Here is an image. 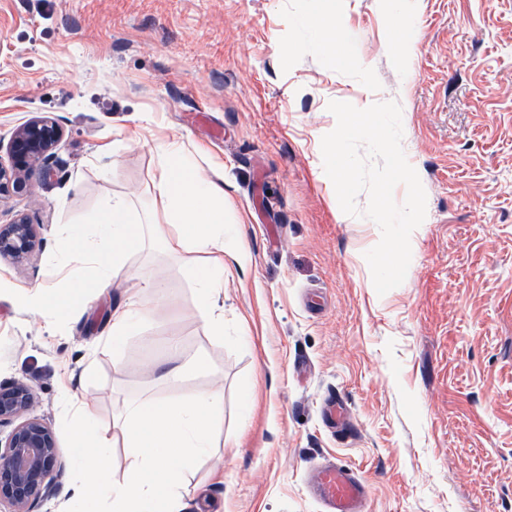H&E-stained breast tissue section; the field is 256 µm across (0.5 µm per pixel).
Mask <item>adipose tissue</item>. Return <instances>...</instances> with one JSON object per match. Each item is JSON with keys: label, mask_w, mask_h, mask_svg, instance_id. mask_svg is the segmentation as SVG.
<instances>
[{"label": "adipose tissue", "mask_w": 512, "mask_h": 512, "mask_svg": "<svg viewBox=\"0 0 512 512\" xmlns=\"http://www.w3.org/2000/svg\"><path fill=\"white\" fill-rule=\"evenodd\" d=\"M156 150L159 161L153 190L163 203L162 220L144 226L125 197L107 198L97 218L98 242H90L75 230L60 244L61 255L71 266L68 294L33 287L22 296L33 313L57 321L66 318L75 305H90L96 291L128 274L129 255L141 250L152 236L164 242L174 260L194 254L188 269L198 313L211 335H223L224 266L243 258L239 252L224 253V186L190 160L177 140H160ZM154 315V310L133 297L117 305L109 332L113 355L122 356L129 332Z\"/></svg>", "instance_id": "1"}]
</instances>
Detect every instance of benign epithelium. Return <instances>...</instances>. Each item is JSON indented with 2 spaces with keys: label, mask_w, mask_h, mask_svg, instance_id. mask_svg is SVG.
<instances>
[{
  "label": "benign epithelium",
  "mask_w": 512,
  "mask_h": 512,
  "mask_svg": "<svg viewBox=\"0 0 512 512\" xmlns=\"http://www.w3.org/2000/svg\"><path fill=\"white\" fill-rule=\"evenodd\" d=\"M62 137V127L47 116L34 115L19 125L11 144L15 162L0 163V196L31 193L36 180L51 172ZM42 243L40 225L23 214L0 224V260L21 264ZM34 403L35 394L26 382L0 384V425H13L0 438V506H6L7 512H35L58 488L61 465L56 437L49 423L29 416Z\"/></svg>",
  "instance_id": "7a95c632"
}]
</instances>
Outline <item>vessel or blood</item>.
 <instances>
[{"label":"vessel or blood","mask_w":512,"mask_h":512,"mask_svg":"<svg viewBox=\"0 0 512 512\" xmlns=\"http://www.w3.org/2000/svg\"><path fill=\"white\" fill-rule=\"evenodd\" d=\"M310 489L324 512H364L368 487L351 469L333 463L320 465L313 472Z\"/></svg>","instance_id":"1"}]
</instances>
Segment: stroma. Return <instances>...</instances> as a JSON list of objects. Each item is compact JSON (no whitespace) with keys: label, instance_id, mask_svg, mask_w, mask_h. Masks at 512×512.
<instances>
[{"label":"stroma","instance_id":"1","mask_svg":"<svg viewBox=\"0 0 512 512\" xmlns=\"http://www.w3.org/2000/svg\"><path fill=\"white\" fill-rule=\"evenodd\" d=\"M0 0V162L32 115L64 129L53 170L10 197L43 245L0 262V383L27 382L61 433L62 401L111 429L126 399L224 387V439L188 477L186 512H322L307 487L333 461L365 512H512V0ZM395 101L427 197L404 282L378 295V225L346 215L324 171L330 101ZM175 137L224 180V334L198 316L162 245L131 272L164 279L160 320L106 342L113 280L51 324L13 290L60 285L59 242L95 231L104 193L161 209L155 142ZM205 357L208 371L162 376ZM347 417L327 426L323 409Z\"/></svg>","mask_w":512,"mask_h":512}]
</instances>
